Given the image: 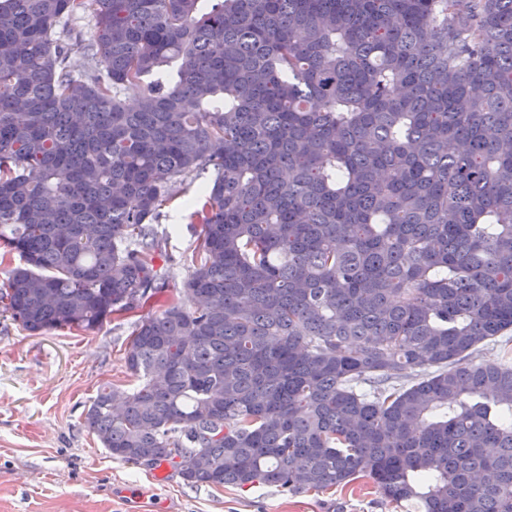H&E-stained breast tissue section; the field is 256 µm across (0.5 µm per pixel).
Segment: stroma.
I'll return each instance as SVG.
<instances>
[{"mask_svg": "<svg viewBox=\"0 0 512 512\" xmlns=\"http://www.w3.org/2000/svg\"><path fill=\"white\" fill-rule=\"evenodd\" d=\"M198 185H175L156 226L155 264L167 290L193 267L200 224L190 202ZM161 310L153 303L95 332L67 328L42 335L0 316V512H418L382 497L362 477L326 492L277 488L192 487L171 467L113 459L84 425L105 384L133 387L125 353L136 321Z\"/></svg>", "mask_w": 512, "mask_h": 512, "instance_id": "obj_1", "label": "stroma"}]
</instances>
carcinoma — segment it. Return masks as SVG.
Returning a JSON list of instances; mask_svg holds the SVG:
<instances>
[{
	"mask_svg": "<svg viewBox=\"0 0 512 512\" xmlns=\"http://www.w3.org/2000/svg\"><path fill=\"white\" fill-rule=\"evenodd\" d=\"M201 5L0 0L3 312L94 332L157 301L155 224L198 181L138 385L85 413L112 458L512 512V366L474 357L512 342V0ZM199 182L177 183L174 196L166 204L162 217L155 224L161 251L155 255V264L165 273V289L181 288L193 267L198 250L200 224L192 220L191 199L198 193Z\"/></svg>",
	"mask_w": 512,
	"mask_h": 512,
	"instance_id": "1",
	"label": "carcinoma"
}]
</instances>
